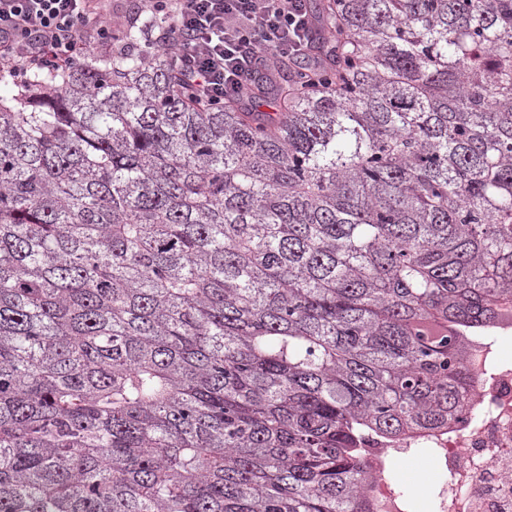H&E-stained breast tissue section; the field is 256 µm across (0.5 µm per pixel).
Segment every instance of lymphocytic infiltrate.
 Returning a JSON list of instances; mask_svg holds the SVG:
<instances>
[{
  "mask_svg": "<svg viewBox=\"0 0 512 512\" xmlns=\"http://www.w3.org/2000/svg\"><path fill=\"white\" fill-rule=\"evenodd\" d=\"M166 24L158 48L202 102L239 94L249 75L309 52L305 0H144ZM107 0H0V69L59 70L111 44Z\"/></svg>",
  "mask_w": 512,
  "mask_h": 512,
  "instance_id": "obj_1",
  "label": "lymphocytic infiltrate"
}]
</instances>
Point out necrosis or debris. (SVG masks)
<instances>
[{
	"mask_svg": "<svg viewBox=\"0 0 512 512\" xmlns=\"http://www.w3.org/2000/svg\"><path fill=\"white\" fill-rule=\"evenodd\" d=\"M512 302L497 305L492 321L469 342L468 382L461 412L449 425L395 439L371 438L361 495L371 512H410L387 476L389 460L425 448L445 479L435 512H512Z\"/></svg>",
	"mask_w": 512,
	"mask_h": 512,
	"instance_id": "obj_1",
	"label": "necrosis or debris"
}]
</instances>
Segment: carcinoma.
I'll return each mask as SVG.
<instances>
[{"label": "carcinoma", "mask_w": 512, "mask_h": 512, "mask_svg": "<svg viewBox=\"0 0 512 512\" xmlns=\"http://www.w3.org/2000/svg\"><path fill=\"white\" fill-rule=\"evenodd\" d=\"M192 101L128 26L0 79V512H370L512 299V0H313Z\"/></svg>", "instance_id": "1"}]
</instances>
